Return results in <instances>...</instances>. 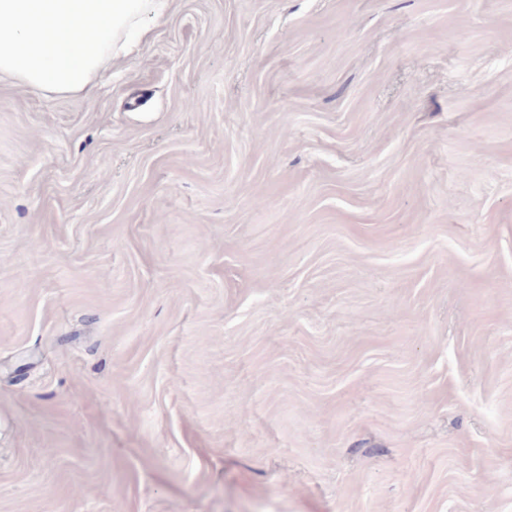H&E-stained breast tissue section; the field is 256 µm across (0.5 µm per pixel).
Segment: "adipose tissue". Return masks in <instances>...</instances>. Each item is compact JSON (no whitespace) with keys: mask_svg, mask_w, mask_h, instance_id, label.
I'll return each mask as SVG.
<instances>
[{"mask_svg":"<svg viewBox=\"0 0 512 512\" xmlns=\"http://www.w3.org/2000/svg\"><path fill=\"white\" fill-rule=\"evenodd\" d=\"M171 0H0V78L53 93L85 91L104 64L145 39L144 17Z\"/></svg>","mask_w":512,"mask_h":512,"instance_id":"1","label":"adipose tissue"}]
</instances>
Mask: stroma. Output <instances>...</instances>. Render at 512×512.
I'll return each instance as SVG.
<instances>
[{"label":"stroma","mask_w":512,"mask_h":512,"mask_svg":"<svg viewBox=\"0 0 512 512\" xmlns=\"http://www.w3.org/2000/svg\"><path fill=\"white\" fill-rule=\"evenodd\" d=\"M0 83V512H512V0H172Z\"/></svg>","instance_id":"obj_1"}]
</instances>
